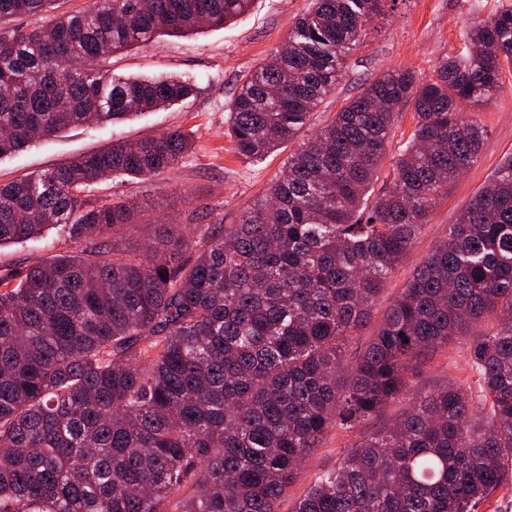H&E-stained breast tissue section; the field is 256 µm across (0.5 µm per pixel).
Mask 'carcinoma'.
I'll use <instances>...</instances> for the list:
<instances>
[{
	"label": "carcinoma",
	"mask_w": 512,
	"mask_h": 512,
	"mask_svg": "<svg viewBox=\"0 0 512 512\" xmlns=\"http://www.w3.org/2000/svg\"><path fill=\"white\" fill-rule=\"evenodd\" d=\"M387 0H311L272 59L227 104L237 154L298 138ZM254 0H0V156L77 125L180 102L169 77L114 80L112 56L160 33L221 27ZM474 53L435 77L386 71L291 153L224 234L170 224L124 241L132 207L82 192L106 175L149 179L189 152L171 130L0 184V246L68 226L79 249L0 276V512H279L332 428L407 401L357 436L290 512H474L512 480V155L414 271L375 335L371 315L448 186L477 161L485 105L512 63V6L469 33ZM416 124L392 188L368 202L395 111ZM478 388L414 393L410 372L457 339Z\"/></svg>",
	"instance_id": "cac0c4a2"
}]
</instances>
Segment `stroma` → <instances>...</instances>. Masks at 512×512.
<instances>
[{
	"label": "stroma",
	"mask_w": 512,
	"mask_h": 512,
	"mask_svg": "<svg viewBox=\"0 0 512 512\" xmlns=\"http://www.w3.org/2000/svg\"><path fill=\"white\" fill-rule=\"evenodd\" d=\"M506 0H387L385 13L367 24L360 47L347 62L346 73L310 117L302 138H310L356 95L362 84L389 69H409L419 79H430L443 57H466L472 52L468 33L472 26L492 17ZM307 0H255L252 10L230 24L183 36L160 35L146 46L113 56V76L122 79L175 77L190 81L195 91L186 102L145 112L101 126L65 130L19 152L0 157V183L26 174L51 170L80 156L110 146L117 140L179 129L194 140V149L172 170L149 180L109 176L85 190L89 198L115 195L127 198L135 214L125 236L136 240L145 224H198L223 231L237 223L241 211L260 197L279 175L293 145H285L261 162H249L235 153L226 129L225 105L243 80L264 63L288 35ZM476 117L485 124L488 137L478 162L455 181L412 249L389 279L372 316L356 332L345 352L353 354L365 344L380 323L389 304L399 295L416 267L445 238L449 224L485 185L503 157L512 153V67L502 73V90L488 104L477 107ZM410 107L396 113L393 138L371 195L389 187L392 163L413 131ZM71 242L61 228L52 227L42 237L0 247V273L24 268L52 255L70 250ZM476 373L465 360L463 343L431 353L412 380L423 393L451 380L471 381ZM351 437L331 429L289 486L280 512L302 497L319 476L336 469Z\"/></svg>",
	"instance_id": "1"
}]
</instances>
